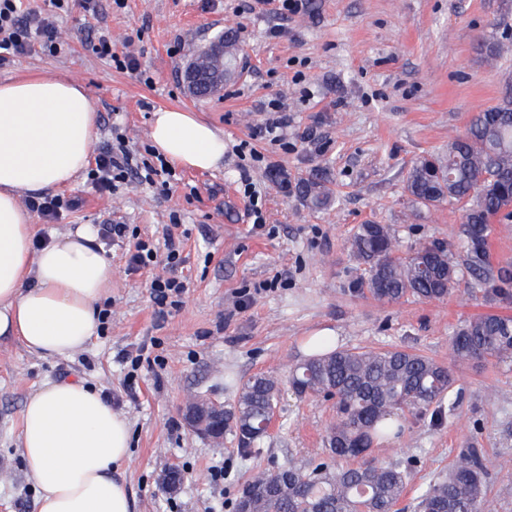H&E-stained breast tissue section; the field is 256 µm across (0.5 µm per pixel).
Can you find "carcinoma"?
<instances>
[{
    "label": "carcinoma",
    "instance_id": "obj_1",
    "mask_svg": "<svg viewBox=\"0 0 512 512\" xmlns=\"http://www.w3.org/2000/svg\"><path fill=\"white\" fill-rule=\"evenodd\" d=\"M295 192L314 208L333 203L332 189L318 174L299 180ZM405 192L426 208L462 204L458 247L464 258L455 262L453 245L438 240L401 254L389 226L360 224L350 248L365 266L367 293L389 304L409 297L441 300L468 278L491 301L511 299L512 270L493 265L488 241L492 224L512 218V99L474 113L464 133L448 137V148L415 162ZM449 354L456 361L512 358V313L490 310L464 318L449 339ZM288 383L300 397L338 396L336 421L326 428L327 458L259 474L233 512H397L421 460L352 461L369 455L374 439L399 434L395 421L406 409L433 406L434 419H442L454 384L448 366L404 349H332L295 364ZM279 395L277 381L254 375L225 406L224 431L234 433L241 452H252L266 436L263 423L274 415ZM486 475L481 449H459L448 474L418 497V512H495Z\"/></svg>",
    "mask_w": 512,
    "mask_h": 512
}]
</instances>
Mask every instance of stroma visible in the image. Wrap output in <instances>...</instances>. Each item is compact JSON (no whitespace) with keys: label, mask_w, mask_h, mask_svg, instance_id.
Returning a JSON list of instances; mask_svg holds the SVG:
<instances>
[{"label":"stroma","mask_w":512,"mask_h":512,"mask_svg":"<svg viewBox=\"0 0 512 512\" xmlns=\"http://www.w3.org/2000/svg\"><path fill=\"white\" fill-rule=\"evenodd\" d=\"M61 54L32 55L0 67L4 81L52 72L81 83L97 114L96 146L112 140L113 123L128 146L149 160L151 119L157 110L192 112L224 133V165L186 169L166 163L153 183L137 177L113 192L94 189L86 175L65 188L79 207L44 239L115 219L134 235L106 247L112 261V314L85 348L45 358L18 341L0 343V512H37V488L21 453L22 410L46 382L84 381L123 413L131 456L121 469L131 512H231L230 504L257 473L298 464L324 448L336 416L334 401L296 396L292 364L307 341L327 331L331 347L399 348L450 365L456 410L441 424L402 414L399 438L378 443L380 462L417 455L423 465L400 512L447 474L458 449H483L490 460L488 494L496 512H512V360L454 361L450 336L462 319L489 310L480 289L459 288L442 301L385 304L359 288L365 276L350 249L357 225L391 228L401 251L427 239L457 242L462 212L444 204L416 210L404 185L413 163L444 149L472 113L512 98V52L488 59L485 38L512 33V0H298L285 15L254 11L251 0H97L56 15ZM234 29L236 70L222 93L198 99L184 93L187 60L225 29ZM109 30L117 50H130L152 84L96 57L88 41ZM288 114L284 144L256 140L270 99ZM250 142L264 228L256 229L240 188ZM291 182L319 172L338 196L315 209L270 175ZM184 241L177 275L186 280L179 305L158 308L150 293L164 262L135 270L128 264L136 237L162 240L171 220ZM142 352L138 367L125 353ZM262 374L278 381L274 423L256 453L238 452L225 435L216 445L184 426L181 407L202 395L233 403L241 384ZM135 380L127 396L125 376ZM181 471L177 491L161 483Z\"/></svg>","instance_id":"obj_1"}]
</instances>
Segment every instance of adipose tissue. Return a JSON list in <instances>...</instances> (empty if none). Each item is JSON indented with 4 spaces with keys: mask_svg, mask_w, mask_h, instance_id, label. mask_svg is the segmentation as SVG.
I'll use <instances>...</instances> for the list:
<instances>
[{
    "mask_svg": "<svg viewBox=\"0 0 512 512\" xmlns=\"http://www.w3.org/2000/svg\"><path fill=\"white\" fill-rule=\"evenodd\" d=\"M96 114L82 85L49 72L0 81V338L64 357L95 336L112 294V265L90 227L41 248L26 194L72 183L86 168ZM154 147L186 168L224 159V135L192 113L156 112ZM21 450L39 490L38 512H131L120 474L129 423L80 381L48 382L22 411Z\"/></svg>",
    "mask_w": 512,
    "mask_h": 512,
    "instance_id": "1",
    "label": "adipose tissue"
}]
</instances>
